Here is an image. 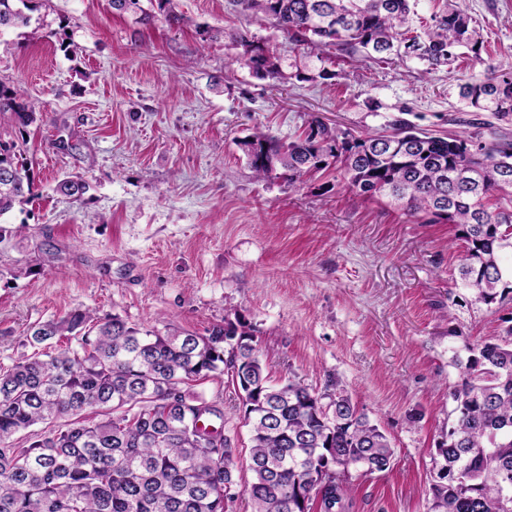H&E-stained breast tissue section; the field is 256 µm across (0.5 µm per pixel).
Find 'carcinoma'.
Masks as SVG:
<instances>
[{
  "instance_id": "cac0c4a2",
  "label": "carcinoma",
  "mask_w": 512,
  "mask_h": 512,
  "mask_svg": "<svg viewBox=\"0 0 512 512\" xmlns=\"http://www.w3.org/2000/svg\"><path fill=\"white\" fill-rule=\"evenodd\" d=\"M0 0V33L29 25L15 2ZM231 9L269 20L318 61L351 49L382 62L413 56L449 66L480 56L482 42L456 2L413 28L411 0H227ZM239 62L275 78L270 49L237 36ZM477 112L512 114V70L462 84ZM22 124L32 112L0 83V119ZM259 180L304 176L335 166L343 184L385 196L427 224H456L463 241L460 286L486 305L512 296V137L489 142L434 136L403 120L387 135H342L319 117L304 138L258 133L242 142ZM0 216L34 197L15 146L0 142ZM87 183L60 180L80 199ZM74 339L77 346L62 344ZM32 352L0 370V512H224V486H239V450L224 436V404L193 387L225 375L250 427L251 480L242 492L253 512H349L352 468L390 467L388 437L332 382L318 392L290 378L273 381L253 327L242 318L205 336L142 330L118 316L102 320L76 309L27 330ZM451 391V423L436 448L427 512H512V326L466 346ZM67 423L55 425L61 418ZM25 445L15 446L17 435Z\"/></svg>"
}]
</instances>
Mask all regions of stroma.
<instances>
[{
  "label": "stroma",
  "instance_id": "stroma-1",
  "mask_svg": "<svg viewBox=\"0 0 512 512\" xmlns=\"http://www.w3.org/2000/svg\"><path fill=\"white\" fill-rule=\"evenodd\" d=\"M113 13L108 0H30V25L0 36V82L36 105L20 149L35 199L0 216V368L27 354V329L89 309L143 329L199 335L234 316L254 328L274 378L343 385L390 439V468L351 470L350 512H426L435 448L448 430L453 357L498 336L512 302L486 305L454 284V224H427L337 180L257 181L243 140L295 139L318 116L355 136L417 129L492 140L512 116L475 112L459 86L512 68V0H465L484 47L450 70L415 58L335 55V76L267 20L225 0H155ZM273 49L281 75L241 65L234 32ZM79 176L81 200L58 181ZM224 434L247 452L232 384Z\"/></svg>",
  "mask_w": 512,
  "mask_h": 512
}]
</instances>
